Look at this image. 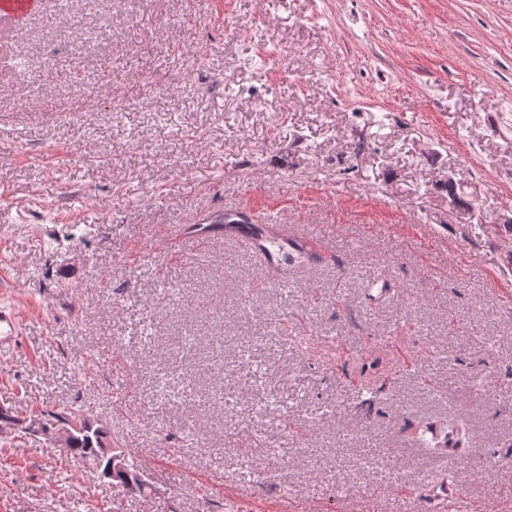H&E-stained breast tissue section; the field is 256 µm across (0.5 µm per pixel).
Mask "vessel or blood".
Masks as SVG:
<instances>
[{
    "label": "vessel or blood",
    "instance_id": "b4317fda",
    "mask_svg": "<svg viewBox=\"0 0 512 512\" xmlns=\"http://www.w3.org/2000/svg\"><path fill=\"white\" fill-rule=\"evenodd\" d=\"M39 0H0V13L11 17L17 24H24L35 13ZM226 223L237 244L256 256L270 268L280 267L284 259L304 266L311 264L316 253L310 241L304 236H288L281 225L255 220L246 210H227ZM441 492L437 496V512H460L464 497L450 479L440 478Z\"/></svg>",
    "mask_w": 512,
    "mask_h": 512
}]
</instances>
